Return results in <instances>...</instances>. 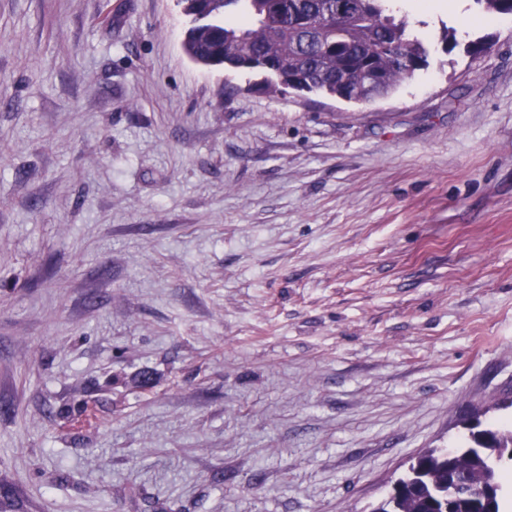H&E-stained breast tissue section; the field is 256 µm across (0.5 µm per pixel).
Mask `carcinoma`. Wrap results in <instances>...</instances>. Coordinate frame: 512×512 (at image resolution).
Here are the masks:
<instances>
[{"instance_id":"cac0c4a2","label":"carcinoma","mask_w":512,"mask_h":512,"mask_svg":"<svg viewBox=\"0 0 512 512\" xmlns=\"http://www.w3.org/2000/svg\"><path fill=\"white\" fill-rule=\"evenodd\" d=\"M349 14L336 20L339 2ZM512 15V0H474ZM183 51L204 67L265 74L272 93H320L349 102L385 98L430 65V47L389 0H179ZM512 422L469 425L465 443L417 458L374 512H506L502 471Z\"/></svg>"}]
</instances>
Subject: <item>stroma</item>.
Segmentation results:
<instances>
[{"label": "stroma", "instance_id": "35a3bbf8", "mask_svg": "<svg viewBox=\"0 0 512 512\" xmlns=\"http://www.w3.org/2000/svg\"><path fill=\"white\" fill-rule=\"evenodd\" d=\"M419 2L353 103L176 0H0V512H373L512 419V16Z\"/></svg>", "mask_w": 512, "mask_h": 512}]
</instances>
